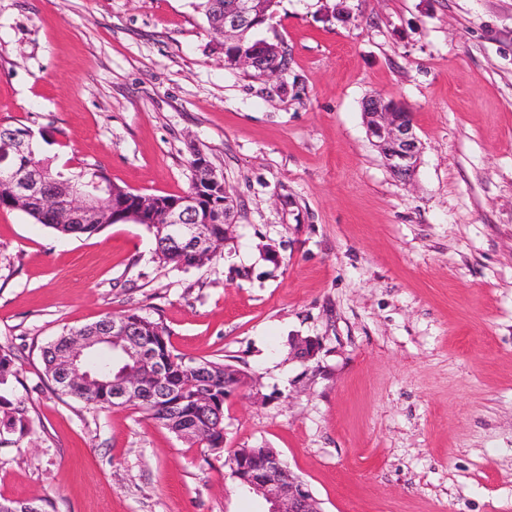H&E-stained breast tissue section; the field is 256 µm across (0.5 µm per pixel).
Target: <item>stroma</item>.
<instances>
[{
	"label": "stroma",
	"instance_id": "1",
	"mask_svg": "<svg viewBox=\"0 0 512 512\" xmlns=\"http://www.w3.org/2000/svg\"><path fill=\"white\" fill-rule=\"evenodd\" d=\"M195 3L0 0V124L144 194L186 192L196 147L238 203L189 268L140 224L62 236L0 209V350L32 423L0 442V499L268 512L223 458L46 378L63 330L137 309L185 362L245 372L225 448L276 449L323 512H512V0H276L269 79ZM372 95L414 114L411 180L367 135Z\"/></svg>",
	"mask_w": 512,
	"mask_h": 512
}]
</instances>
